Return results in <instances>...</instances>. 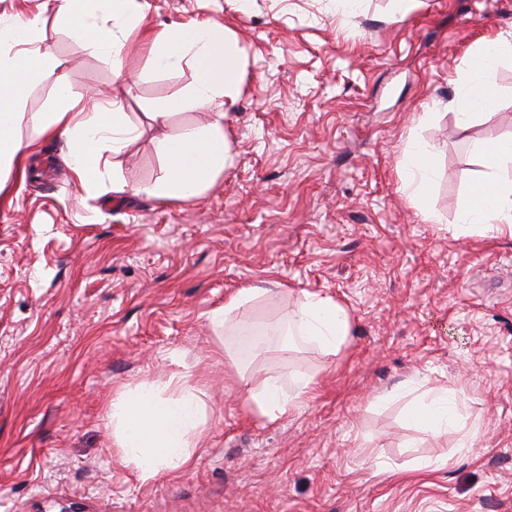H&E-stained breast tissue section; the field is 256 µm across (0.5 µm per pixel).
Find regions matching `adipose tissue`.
Here are the masks:
<instances>
[{
	"label": "adipose tissue",
	"mask_w": 512,
	"mask_h": 512,
	"mask_svg": "<svg viewBox=\"0 0 512 512\" xmlns=\"http://www.w3.org/2000/svg\"><path fill=\"white\" fill-rule=\"evenodd\" d=\"M45 10L55 12L70 36L93 52L111 57L122 84L131 76L124 72L121 53L125 41L139 25L135 0H44ZM512 58V33L499 36L473 54L448 103L460 126H468L477 111L488 108L498 97L496 68L503 58ZM154 71L170 72L183 62H193L198 76L177 94L154 101L145 117L163 133L156 146L164 173L154 183L140 186V193L163 201H189L230 165L232 158L224 136L223 112L233 104L245 62L237 42L214 21L170 28L150 47ZM53 53L41 44L37 21L19 25L0 19V179L16 171L30 150L17 135L25 120L42 132L65 139L67 162L82 185L97 189L111 157L120 156L142 131L125 110L121 97L106 102H86L74 96L65 79H58L50 111L29 116L20 109L33 82L45 71L56 69ZM210 109L205 124L180 133L165 127L175 114ZM476 150L485 171L470 183L458 211L459 223L475 230L512 234V179L501 175L504 163L512 162V138L487 139ZM433 175V147L411 141L406 150L402 187L408 191L423 220L439 217L428 202ZM289 329L302 342L316 345L324 354L340 349L349 334L343 307L331 298L306 295L289 319ZM312 379L292 372L288 382L263 380L247 387V405L267 421L284 418L310 391ZM112 434L121 459L140 479L191 466L204 432L206 415L196 387L186 378L148 383L134 389H119L109 403ZM411 424L437 432L458 424L460 415L447 396L435 393L408 416Z\"/></svg>",
	"instance_id": "ef3b65f1"
}]
</instances>
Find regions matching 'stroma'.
<instances>
[{
    "label": "stroma",
    "mask_w": 512,
    "mask_h": 512,
    "mask_svg": "<svg viewBox=\"0 0 512 512\" xmlns=\"http://www.w3.org/2000/svg\"><path fill=\"white\" fill-rule=\"evenodd\" d=\"M43 0H0L38 18L57 61L22 104L123 95L142 122L195 78L152 70L130 38L110 58L73 40ZM149 36L218 20L243 49L224 120L232 163L197 198L86 190L63 139L39 135L33 174L0 190V512H512V236L462 230L459 202L483 172L476 141L512 137V64L490 117L460 127L448 102L475 50L512 31V0H140ZM154 128L121 156L132 186L162 175ZM434 146L425 223L402 189L410 139ZM244 288L248 327L287 321L305 294L349 318L336 354L278 347L254 381L308 374V397L267 421L245 403L209 312ZM189 375L206 425L193 465L141 481L113 444L114 390ZM464 427L408 425L431 392Z\"/></svg>",
    "instance_id": "1"
}]
</instances>
